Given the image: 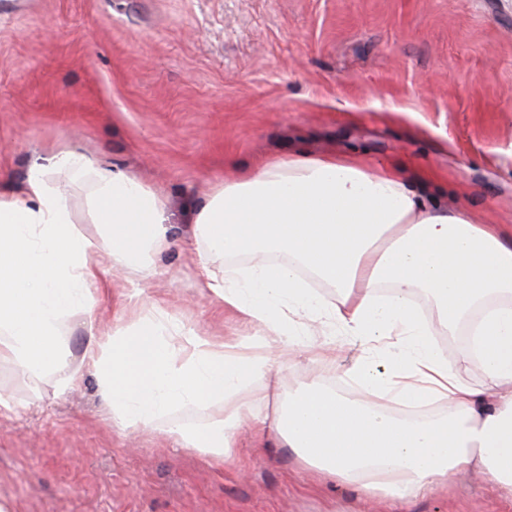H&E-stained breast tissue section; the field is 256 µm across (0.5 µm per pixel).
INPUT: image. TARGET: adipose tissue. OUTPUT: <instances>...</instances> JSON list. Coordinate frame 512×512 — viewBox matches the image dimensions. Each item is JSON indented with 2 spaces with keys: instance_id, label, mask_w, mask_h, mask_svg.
<instances>
[{
  "instance_id": "1",
  "label": "adipose tissue",
  "mask_w": 512,
  "mask_h": 512,
  "mask_svg": "<svg viewBox=\"0 0 512 512\" xmlns=\"http://www.w3.org/2000/svg\"><path fill=\"white\" fill-rule=\"evenodd\" d=\"M73 183L103 240L74 231ZM193 224L204 288L255 335L216 341L136 304L128 333L97 331L73 363L64 338L95 302L102 262L151 278L173 236L163 200L124 168L74 149L41 157L23 195L0 194V359L63 372L67 388L83 370L99 375L122 429L200 413L203 427L168 431L221 462L251 423L305 470L369 496L408 502L471 469L512 502V233L423 200L402 172L356 154L264 160L204 195ZM267 253L280 262L231 263ZM457 334L466 345L452 367L435 339ZM340 338L360 349L344 368ZM280 348L356 391L314 379L265 413L259 384Z\"/></svg>"
}]
</instances>
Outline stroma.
<instances>
[{"label":"stroma","mask_w":512,"mask_h":512,"mask_svg":"<svg viewBox=\"0 0 512 512\" xmlns=\"http://www.w3.org/2000/svg\"><path fill=\"white\" fill-rule=\"evenodd\" d=\"M66 144L157 191L175 245L146 281L104 267L75 319L121 330L131 303L220 339L251 325L202 293L189 247L213 184L270 157L360 150L448 209L512 231V0H0V190ZM303 355L269 392L319 374ZM113 427L98 380L0 360L5 512H512L473 472L408 503L319 480L243 427L218 464L169 434Z\"/></svg>","instance_id":"35a3bbf8"}]
</instances>
